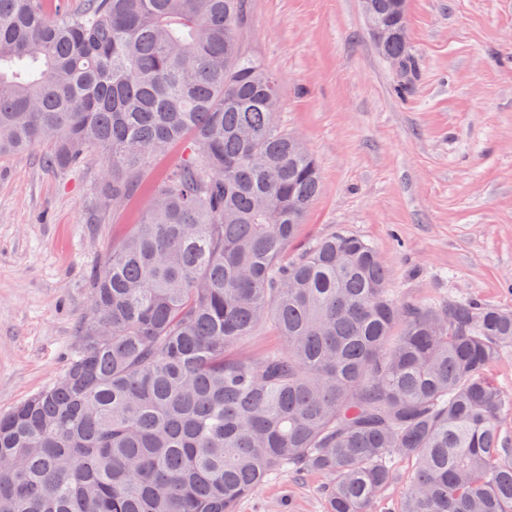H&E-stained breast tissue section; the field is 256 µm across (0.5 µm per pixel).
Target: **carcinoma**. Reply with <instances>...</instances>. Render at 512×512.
I'll list each match as a JSON object with an SVG mask.
<instances>
[{"mask_svg":"<svg viewBox=\"0 0 512 512\" xmlns=\"http://www.w3.org/2000/svg\"><path fill=\"white\" fill-rule=\"evenodd\" d=\"M400 64L406 5L374 0ZM246 0H0V156L103 160L112 206L184 144L89 276L79 348L0 415V512H238L316 473L327 512H512V395L488 376L512 311L400 302L345 231L288 249L320 192L242 41ZM270 323L277 344L244 347ZM411 471L412 464L410 462H403L400 465L397 471V480L394 486L388 490L387 495L379 503L378 512H393L396 510L402 486H405V481Z\"/></svg>","mask_w":512,"mask_h":512,"instance_id":"carcinoma-1","label":"carcinoma"}]
</instances>
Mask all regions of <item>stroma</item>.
<instances>
[{
	"mask_svg": "<svg viewBox=\"0 0 512 512\" xmlns=\"http://www.w3.org/2000/svg\"><path fill=\"white\" fill-rule=\"evenodd\" d=\"M245 46L280 80L281 124L322 191L297 247L344 230L384 261L395 299L512 310V0H408L419 63L403 94L359 0H248ZM0 158V412L51 383L79 344L88 281L182 154L158 157L127 205L105 206L96 160ZM322 479L280 476L238 512H325Z\"/></svg>",
	"mask_w": 512,
	"mask_h": 512,
	"instance_id": "stroma-1",
	"label": "stroma"
}]
</instances>
